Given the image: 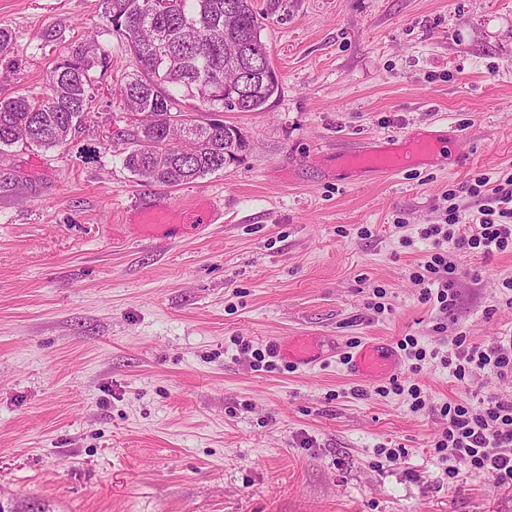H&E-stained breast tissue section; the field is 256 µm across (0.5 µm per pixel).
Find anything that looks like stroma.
<instances>
[{
  "label": "stroma",
  "mask_w": 512,
  "mask_h": 512,
  "mask_svg": "<svg viewBox=\"0 0 512 512\" xmlns=\"http://www.w3.org/2000/svg\"><path fill=\"white\" fill-rule=\"evenodd\" d=\"M279 91L223 112L246 151L177 187L131 173L112 142L136 69L102 0H0V99L47 91L46 71L93 38L95 99L59 147L0 152V504L12 512H512L483 473L449 488L433 444L442 405L512 398V378L457 381L434 361L346 371L367 340L512 335V253L458 258L441 314L411 274L448 190L512 174V0H252ZM436 134L433 159L386 178L344 173V151ZM164 196L211 222L142 235ZM412 238L403 246V238ZM382 302L384 312L373 310ZM334 341L311 368L252 352ZM425 406L410 408L409 388ZM408 454L394 458L390 449Z\"/></svg>",
  "instance_id": "35a3bbf8"
}]
</instances>
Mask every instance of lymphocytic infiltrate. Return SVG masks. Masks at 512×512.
Segmentation results:
<instances>
[{
	"label": "lymphocytic infiltrate",
	"instance_id": "f902f5d3",
	"mask_svg": "<svg viewBox=\"0 0 512 512\" xmlns=\"http://www.w3.org/2000/svg\"><path fill=\"white\" fill-rule=\"evenodd\" d=\"M471 196L492 193L494 203L476 214L462 216L455 202V192H448L449 206L443 223L429 224L419 232L429 241L431 250L412 274L419 286L421 303L439 311H448L453 305L452 281L457 271L449 261V254L480 255L488 257L512 251V175L504 183L490 185L485 174L474 175L468 186ZM399 348L411 361L439 360L458 381H465L473 369H486L497 378L512 376V336L490 345H476L466 337H455L450 350H426L416 337L407 336ZM448 419L434 445L435 453L454 450L459 464L449 468L448 485L456 487L463 474L488 472L494 475L499 487L512 488V399L488 398L482 409H474L467 402L443 405Z\"/></svg>",
	"mask_w": 512,
	"mask_h": 512
}]
</instances>
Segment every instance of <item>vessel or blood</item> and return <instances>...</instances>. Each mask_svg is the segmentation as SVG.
<instances>
[{
  "label": "vessel or blood",
  "mask_w": 512,
  "mask_h": 512,
  "mask_svg": "<svg viewBox=\"0 0 512 512\" xmlns=\"http://www.w3.org/2000/svg\"><path fill=\"white\" fill-rule=\"evenodd\" d=\"M441 150L436 137L415 133L407 136L403 144L374 147L357 153L341 156L339 165L354 171H373L389 176L399 174L415 165L419 160L435 156ZM192 224H206L210 216L204 212L184 213L174 216L171 206L152 203L142 208L138 220L140 228L156 232H167L173 220ZM325 342L317 336H294L282 346V352L298 366L310 367L325 355ZM399 365V359L386 344L368 341L350 356L348 371L351 375L368 379L392 373Z\"/></svg>",
  "instance_id": "1"
}]
</instances>
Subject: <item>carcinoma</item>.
<instances>
[{
  "instance_id": "obj_1",
  "label": "carcinoma",
  "mask_w": 512,
  "mask_h": 512,
  "mask_svg": "<svg viewBox=\"0 0 512 512\" xmlns=\"http://www.w3.org/2000/svg\"><path fill=\"white\" fill-rule=\"evenodd\" d=\"M112 31L122 36L136 73L120 88L122 109L140 116V130L123 146L125 167L166 187L224 169L247 141L234 125L206 122L185 111L178 92L212 110L260 112L278 92L262 22L251 0H103ZM105 51L89 41L59 57L49 71V93L0 100V147L64 145L93 102L90 70Z\"/></svg>"
}]
</instances>
